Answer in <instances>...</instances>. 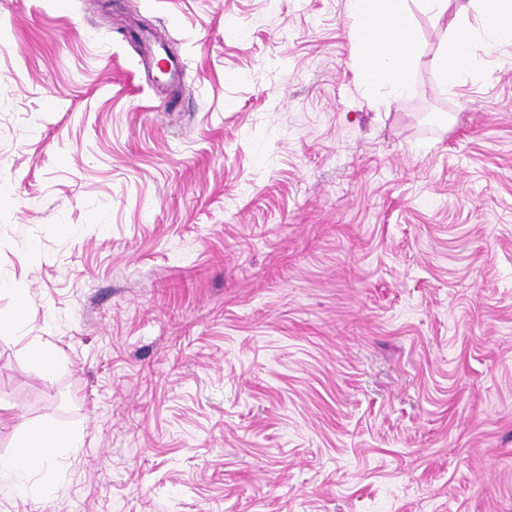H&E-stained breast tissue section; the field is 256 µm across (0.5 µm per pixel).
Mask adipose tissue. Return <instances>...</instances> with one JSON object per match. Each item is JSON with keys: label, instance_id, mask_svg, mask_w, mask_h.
Wrapping results in <instances>:
<instances>
[{"label": "adipose tissue", "instance_id": "ef3b65f1", "mask_svg": "<svg viewBox=\"0 0 512 512\" xmlns=\"http://www.w3.org/2000/svg\"><path fill=\"white\" fill-rule=\"evenodd\" d=\"M362 29L356 42L358 59L368 82L386 88L392 97L409 91V76L417 56L408 0H347ZM478 26L459 25L435 59L442 84L457 85L464 72L479 67L480 53L512 45V0H478ZM81 441L70 430L37 428L14 454L0 456V471H35L54 456L76 452Z\"/></svg>", "mask_w": 512, "mask_h": 512}]
</instances>
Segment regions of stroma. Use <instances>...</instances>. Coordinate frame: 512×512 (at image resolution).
<instances>
[{
    "mask_svg": "<svg viewBox=\"0 0 512 512\" xmlns=\"http://www.w3.org/2000/svg\"><path fill=\"white\" fill-rule=\"evenodd\" d=\"M410 8L396 100L346 0H0V512H512V46ZM479 2L480 21L476 27L459 25L434 67L442 84L455 86L464 72L479 67L476 48L485 54L512 45V0H471ZM31 359L42 369L44 373H51L56 368L55 354L45 348L40 342L31 340L26 345ZM81 447L72 430L36 428L11 456H0V471H35L60 453H75Z\"/></svg>",
    "mask_w": 512,
    "mask_h": 512,
    "instance_id": "stroma-1",
    "label": "stroma"
}]
</instances>
